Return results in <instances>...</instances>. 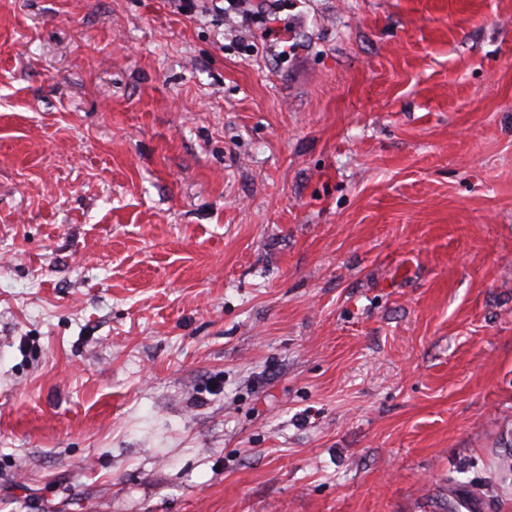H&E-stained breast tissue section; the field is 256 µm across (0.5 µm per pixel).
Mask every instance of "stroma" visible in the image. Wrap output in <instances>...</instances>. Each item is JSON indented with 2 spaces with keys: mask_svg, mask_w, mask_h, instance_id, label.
Returning a JSON list of instances; mask_svg holds the SVG:
<instances>
[{
  "mask_svg": "<svg viewBox=\"0 0 512 512\" xmlns=\"http://www.w3.org/2000/svg\"><path fill=\"white\" fill-rule=\"evenodd\" d=\"M512 0H0V512H512Z\"/></svg>",
  "mask_w": 512,
  "mask_h": 512,
  "instance_id": "stroma-1",
  "label": "stroma"
}]
</instances>
